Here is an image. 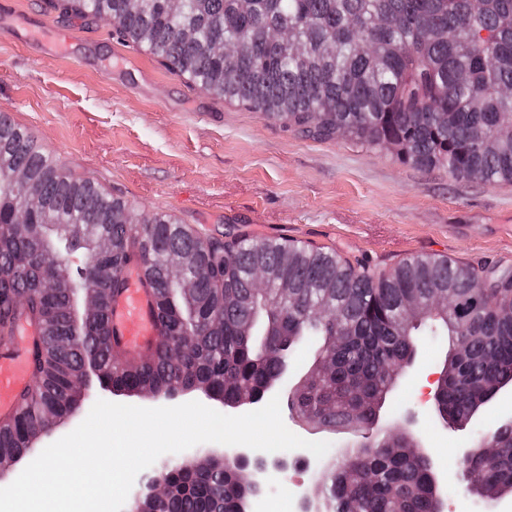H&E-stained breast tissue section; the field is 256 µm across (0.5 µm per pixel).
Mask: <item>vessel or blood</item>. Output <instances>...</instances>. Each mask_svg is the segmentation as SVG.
Returning <instances> with one entry per match:
<instances>
[{
    "label": "vessel or blood",
    "instance_id": "obj_1",
    "mask_svg": "<svg viewBox=\"0 0 512 512\" xmlns=\"http://www.w3.org/2000/svg\"><path fill=\"white\" fill-rule=\"evenodd\" d=\"M124 277V290L112 296L108 304V325L121 339L122 356L136 363L156 354L161 329L153 291L145 284L144 267L131 263ZM38 336V327L21 319L12 334L0 342V422L15 415L18 395L33 384L28 351Z\"/></svg>",
    "mask_w": 512,
    "mask_h": 512
}]
</instances>
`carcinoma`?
I'll return each instance as SVG.
<instances>
[{
	"instance_id": "carcinoma-1",
	"label": "carcinoma",
	"mask_w": 512,
	"mask_h": 512,
	"mask_svg": "<svg viewBox=\"0 0 512 512\" xmlns=\"http://www.w3.org/2000/svg\"><path fill=\"white\" fill-rule=\"evenodd\" d=\"M84 21L108 18L119 39L141 48L201 90L241 103L305 136L339 129L371 146L389 143L398 160L461 180L512 183V0H48ZM290 28L305 45L294 58L273 33ZM452 30L449 42L426 36ZM483 134L485 142L476 144ZM0 166L24 171L41 210L0 185V338L21 313L42 328L31 350L33 386L17 414L0 423V467L20 457L39 430L77 404L82 364L92 361L110 391L210 387L229 403L258 396L276 361L320 343L317 363L291 400L307 422L364 435L336 447L313 477L323 512H435L439 490L419 434L400 419L378 418L382 403L418 343L449 342L436 418L469 427L471 452L457 461L469 494L495 501L512 494V424L485 453L478 412L494 383L512 385V271L475 268L429 256L375 272L334 252L288 240H246L231 231L202 239L157 214L132 225L128 204L65 173L36 140L0 117ZM57 223H42V213ZM106 240L110 249L97 251ZM87 256L75 275L101 299L91 327L73 335L70 297L49 283L58 243ZM184 261L198 288L171 278ZM144 264L162 327L155 356L125 361L107 322L108 288L94 270L119 275ZM57 267V266H55ZM270 287L252 286V271ZM57 274H70L67 266ZM422 314L407 321V307ZM329 359L330 372L320 363ZM393 442L396 448L383 444ZM185 512H248L254 487L234 464L190 448L154 471Z\"/></svg>"
}]
</instances>
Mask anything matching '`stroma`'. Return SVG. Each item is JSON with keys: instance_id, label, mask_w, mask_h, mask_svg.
<instances>
[{"instance_id": "obj_1", "label": "stroma", "mask_w": 512, "mask_h": 512, "mask_svg": "<svg viewBox=\"0 0 512 512\" xmlns=\"http://www.w3.org/2000/svg\"><path fill=\"white\" fill-rule=\"evenodd\" d=\"M0 111L137 222L165 214L203 238H285L381 270L418 256L512 267V184L422 171L351 136L297 135L172 74L118 41L111 22L61 16L47 0H0ZM443 359L422 345L383 414L425 420L422 381ZM424 433L446 512H477L457 466L468 431Z\"/></svg>"}]
</instances>
